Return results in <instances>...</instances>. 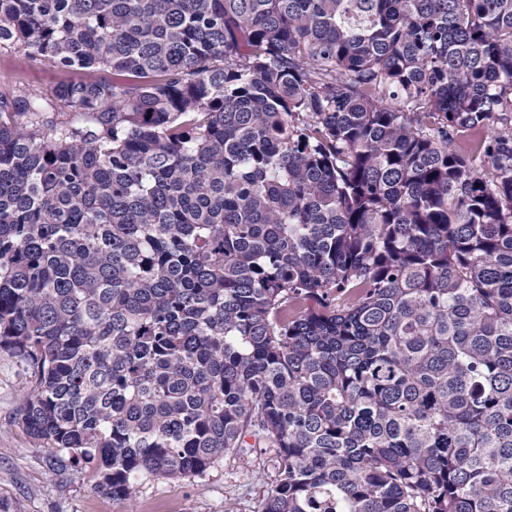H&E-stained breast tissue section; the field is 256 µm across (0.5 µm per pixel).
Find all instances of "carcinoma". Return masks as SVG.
Here are the masks:
<instances>
[{"mask_svg": "<svg viewBox=\"0 0 512 512\" xmlns=\"http://www.w3.org/2000/svg\"><path fill=\"white\" fill-rule=\"evenodd\" d=\"M0 352L127 500L512 512V0H0ZM104 71L107 78L93 73ZM80 74L62 73L48 68L39 62L29 60L22 53L0 52V85L8 84L14 78H20L33 87H47L74 78Z\"/></svg>", "mask_w": 512, "mask_h": 512, "instance_id": "obj_1", "label": "carcinoma"}]
</instances>
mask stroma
<instances>
[{"label":"stroma","mask_w":512,"mask_h":512,"mask_svg":"<svg viewBox=\"0 0 512 512\" xmlns=\"http://www.w3.org/2000/svg\"><path fill=\"white\" fill-rule=\"evenodd\" d=\"M17 78L40 88L66 75L23 54L0 52V85ZM28 389L24 367L0 354V512H257L279 477L275 449L258 444L238 449L203 475L147 481L131 498L112 499L96 490L93 472L53 474L49 449L14 422Z\"/></svg>","instance_id":"obj_1"}]
</instances>
